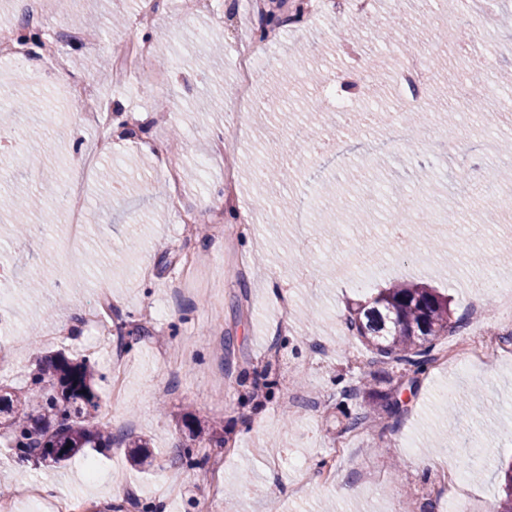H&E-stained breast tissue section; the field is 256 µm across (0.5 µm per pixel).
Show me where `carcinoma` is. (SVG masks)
<instances>
[{"label": "carcinoma", "instance_id": "1", "mask_svg": "<svg viewBox=\"0 0 512 512\" xmlns=\"http://www.w3.org/2000/svg\"><path fill=\"white\" fill-rule=\"evenodd\" d=\"M451 316L448 297L436 289L397 284L356 304L348 328L378 356L421 373L414 364L434 362L440 337L465 327L464 317ZM31 385L23 396L0 395V413L9 414L0 430L19 461L61 466L88 448L140 447L128 434L104 431L88 359L51 352L32 374Z\"/></svg>", "mask_w": 512, "mask_h": 512}]
</instances>
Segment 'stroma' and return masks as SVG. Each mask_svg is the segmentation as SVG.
I'll return each instance as SVG.
<instances>
[{"label":"stroma","mask_w":512,"mask_h":512,"mask_svg":"<svg viewBox=\"0 0 512 512\" xmlns=\"http://www.w3.org/2000/svg\"><path fill=\"white\" fill-rule=\"evenodd\" d=\"M223 15L199 12L195 0H155L149 23L137 22L138 0H0V34L31 23L57 57L29 43L23 63L0 56V83L40 99L36 112L0 113V199L25 193L43 197L53 224L39 213L18 236L17 219L0 206V266L14 280L0 282L8 300L10 333L0 338V386L27 392L41 352L89 358L102 415L112 432L148 441V459L132 463L128 448L77 455L63 467L19 462L0 437V500L12 512H50L57 496L76 505L104 507L133 497L158 512H197L210 495L211 466L201 440L224 438V473L217 512H451L466 499L471 512H487L502 499V465L512 460V357L468 368L429 365L420 375L407 412H371L352 449L336 462L328 486L297 489L293 460L311 475L346 432L347 415L367 399L341 401L342 387L368 376L374 389L392 392L401 367L380 358L347 327L350 306L394 282L425 284L448 295L454 315L482 299L485 331L500 330L495 297L473 286L476 275L512 280V208L490 202L488 176L512 183V168L479 148L495 134L512 152V111L482 121L456 153L439 148L449 128L443 117L426 122L416 138L369 147L365 127L337 135L335 113L318 109L305 76L333 77L352 61L338 33L354 30L362 60L381 59L387 75L367 102L384 113L400 94L392 76L403 54L418 51L434 62L433 92L454 95L453 75L481 79L469 100L494 90L492 73L512 71V17L500 12L494 35L481 47L447 44L429 16L442 0H404L403 19L414 41L389 42L375 30L392 25L390 0H374L370 16L333 9L285 25L269 43L257 84L262 100L288 99L287 109H258L237 118L231 107L232 62L241 42L259 26L248 0H222ZM148 42L169 68L167 80L136 74L121 86L100 80L112 71L113 45ZM85 83L107 106L135 118L115 132L85 123L78 101L60 98L56 77ZM184 106L167 127L154 118L173 98ZM319 130L321 154L296 149L297 123ZM238 130L236 145L216 151V131ZM166 153L179 180L159 168ZM296 168L288 181L256 179L255 163ZM473 170L467 199L448 197L459 168ZM78 181L90 229L67 246L70 215L66 189ZM346 190L341 202L324 198L305 223L278 201L319 190L323 182ZM268 198L259 206V198ZM412 208L402 239L389 234L387 216ZM450 216L446 233L431 234L435 215ZM308 247L298 251L299 240ZM376 249L379 273L363 277L347 267L350 254ZM207 259L193 274L185 254ZM318 278L315 288L298 278L300 267ZM291 296L289 317L281 302ZM105 307L107 324L125 323L124 349L100 345L88 322ZM158 310L146 319V308ZM290 331H283V323ZM61 329L62 336L48 334ZM125 372L126 400L112 401V370ZM272 391H263L265 380ZM455 385L463 400L449 409L441 395ZM193 452L196 468L177 462ZM464 476L438 494L441 473ZM39 485L37 498H10L15 483ZM354 491L340 495L341 486Z\"/></svg>","instance_id":"obj_1"}]
</instances>
